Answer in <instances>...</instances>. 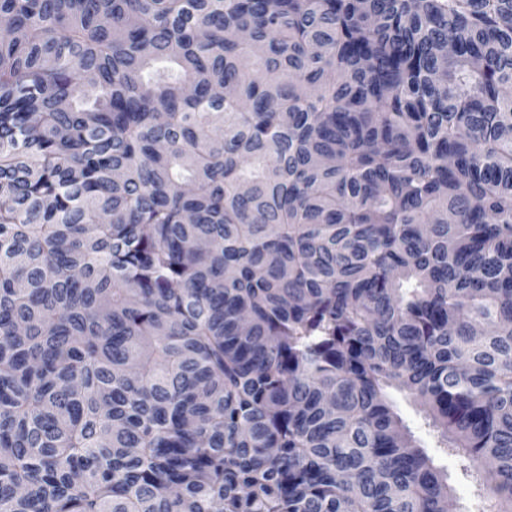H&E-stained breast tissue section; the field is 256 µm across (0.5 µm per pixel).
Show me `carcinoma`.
Instances as JSON below:
<instances>
[{"label": "carcinoma", "mask_w": 512, "mask_h": 512, "mask_svg": "<svg viewBox=\"0 0 512 512\" xmlns=\"http://www.w3.org/2000/svg\"><path fill=\"white\" fill-rule=\"evenodd\" d=\"M512 512V0H0V512ZM388 401L412 432L417 443L433 459L435 465L448 474V483L454 488V512H490L489 502L477 496L476 479L464 474L463 462L447 455L440 446V434L425 418L419 405L405 392L388 389Z\"/></svg>", "instance_id": "carcinoma-1"}]
</instances>
